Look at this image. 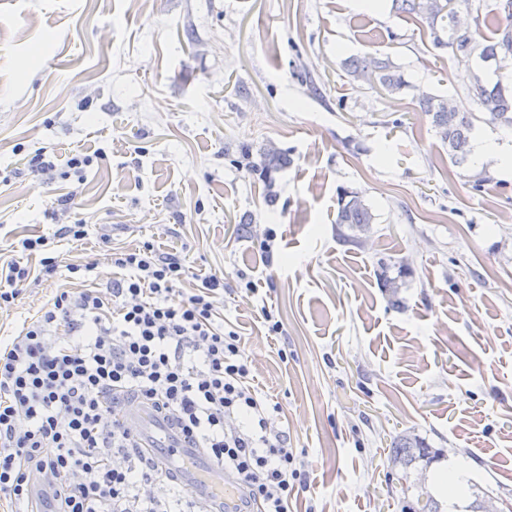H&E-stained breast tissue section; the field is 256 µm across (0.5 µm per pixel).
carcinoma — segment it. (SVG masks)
<instances>
[{"label": "carcinoma", "instance_id": "1", "mask_svg": "<svg viewBox=\"0 0 512 512\" xmlns=\"http://www.w3.org/2000/svg\"><path fill=\"white\" fill-rule=\"evenodd\" d=\"M394 11L404 17H421L430 29L431 44L436 49H448L451 52L472 55L478 54L484 63L495 65L493 73L499 74L512 63V0H498L497 14L499 23L495 29L496 37L488 40L481 32L480 18H474L475 25L461 31L456 27L453 10H444L433 0H393ZM351 75L356 76L370 70L378 75L382 89L390 94L407 87L404 77L394 70L387 59L376 56L345 62ZM469 93L481 107L480 114L459 112L451 100L444 96L424 94L419 98L420 105L427 115L443 144L448 146V156L457 167L470 163L472 155L471 134L475 123L483 122L492 126H502L512 130V91L504 86L502 80L491 82L485 71L472 75L468 87ZM373 221V215L359 193L349 190L341 192L339 208L336 214L337 234L344 239L354 238V233L366 229ZM441 459V453L428 448L418 437L402 435L390 444L389 461L404 470L423 463L428 467ZM417 490L424 498L422 507L407 505L405 512H443L442 503L425 490V482L420 480L403 488V494Z\"/></svg>", "mask_w": 512, "mask_h": 512}]
</instances>
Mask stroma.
Segmentation results:
<instances>
[{"label":"stroma","mask_w":512,"mask_h":512,"mask_svg":"<svg viewBox=\"0 0 512 512\" xmlns=\"http://www.w3.org/2000/svg\"><path fill=\"white\" fill-rule=\"evenodd\" d=\"M391 6L0 0V261L82 223L54 253L93 266L20 286L0 339L58 289L110 296L112 253L147 242L184 261L176 297L223 278L224 327L307 472L290 512H402L388 451L404 433L442 451L428 478L464 466L479 487L464 503L512 501V177L451 163L418 99L479 112L478 59L434 48ZM370 55L408 88L347 73ZM40 152L52 171L32 168ZM271 156L284 160L271 179L251 171ZM344 189L374 215L353 243L336 233Z\"/></svg>","instance_id":"1"}]
</instances>
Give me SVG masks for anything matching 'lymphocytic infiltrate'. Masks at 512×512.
Wrapping results in <instances>:
<instances>
[{
	"mask_svg": "<svg viewBox=\"0 0 512 512\" xmlns=\"http://www.w3.org/2000/svg\"><path fill=\"white\" fill-rule=\"evenodd\" d=\"M22 252L41 253L39 271L0 264V306L32 275L81 272L61 264L49 238H25ZM112 300L59 289L40 316L0 348V500L28 512L30 483L50 488L53 512H198L189 494L163 479L112 418L128 394L177 416L200 447L222 461L261 506L288 512L306 472L270 416L279 404L257 398L240 337L219 322L224 283L204 278L174 299L186 269L150 244L118 251Z\"/></svg>",
	"mask_w": 512,
	"mask_h": 512,
	"instance_id": "f902f5d3",
	"label": "lymphocytic infiltrate"
}]
</instances>
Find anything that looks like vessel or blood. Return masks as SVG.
Masks as SVG:
<instances>
[{"instance_id": "1", "label": "vessel or blood", "mask_w": 512, "mask_h": 512, "mask_svg": "<svg viewBox=\"0 0 512 512\" xmlns=\"http://www.w3.org/2000/svg\"><path fill=\"white\" fill-rule=\"evenodd\" d=\"M114 418L134 433L140 449L159 470L190 492L201 512H256L246 488L227 479L223 463L198 447L171 416L133 399L115 410Z\"/></svg>"}]
</instances>
